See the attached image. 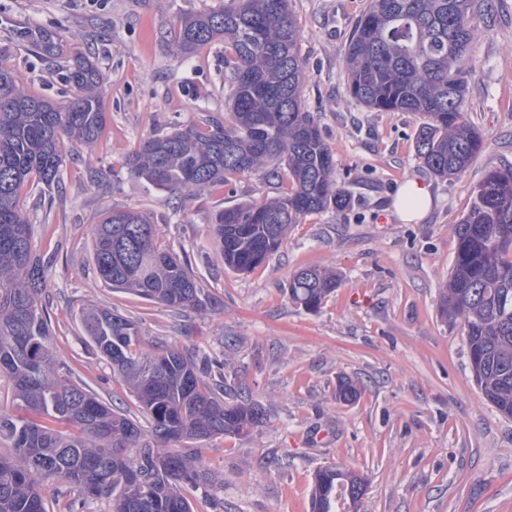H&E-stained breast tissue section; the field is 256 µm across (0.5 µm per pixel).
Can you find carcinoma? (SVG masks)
I'll return each mask as SVG.
<instances>
[{
  "label": "carcinoma",
  "instance_id": "carcinoma-1",
  "mask_svg": "<svg viewBox=\"0 0 512 512\" xmlns=\"http://www.w3.org/2000/svg\"><path fill=\"white\" fill-rule=\"evenodd\" d=\"M478 0H370L345 53L347 89L368 109L422 119L417 158L435 176L463 173L483 149L466 119ZM224 43L226 116L190 121L141 139L126 166L149 186L188 200L245 174L287 180L279 196L217 211L211 234L224 266L248 273L276 252L301 218L354 205L336 173L314 113L302 98L305 62L288 0H219L184 15L172 43L185 60ZM65 103L33 95L0 64V374L12 384L13 411H0V512H47L52 482L87 499L112 497V512H193L179 487L207 478L186 447L244 435L264 419L260 406L224 400V362L192 359L168 347L142 346L135 321L109 307L84 308L88 341L112 365L139 404L148 428L71 379L56 355L42 303L47 274L32 247L21 190L59 185L67 152L92 165L107 121L98 60L75 46L62 61ZM456 257L439 312L461 323L475 383L512 417V167L491 169L469 211L454 225ZM93 261L108 288L174 310L207 302L187 257L165 247L151 216L112 208L94 225ZM316 267L295 271L290 299L308 312L340 285ZM357 502L363 480L335 467L316 471L312 512H336V490Z\"/></svg>",
  "mask_w": 512,
  "mask_h": 512
}]
</instances>
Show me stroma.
<instances>
[{"label": "stroma", "instance_id": "obj_1", "mask_svg": "<svg viewBox=\"0 0 512 512\" xmlns=\"http://www.w3.org/2000/svg\"><path fill=\"white\" fill-rule=\"evenodd\" d=\"M489 2L474 21L465 107L484 147L465 173L443 181L416 157L415 115L372 112L346 92L345 50L368 0H289L306 62L304 99L355 204L306 216L262 266L242 274L216 253L211 217L277 197L278 181L244 175L182 201L125 166L140 139L223 117V43L186 62L170 36L184 14L217 0H0V64L29 92L56 98L64 89L56 60L37 49L45 31L61 54L76 43L94 51L105 78L107 125L92 163L67 160L58 188L35 185L21 198L47 268L57 354L72 379L139 416L126 384L85 341L80 310L106 306L136 321L145 344L223 361L232 395L265 410L251 434L200 443L211 480L183 487L193 512H311L314 474L326 466L366 480L360 501L343 512H512V418L480 394L461 325L438 314L456 256L454 226L484 172L512 165V0ZM94 167L106 181L91 180ZM409 178L429 183L434 203L424 221L404 224L390 205ZM112 207L150 213L162 243L186 254L213 307L179 312L106 288L91 242ZM309 265L342 278L314 313L288 295L293 272ZM343 378L359 388L356 401L337 400ZM44 495L50 512H112L111 499L86 501L64 484Z\"/></svg>", "mask_w": 512, "mask_h": 512}]
</instances>
